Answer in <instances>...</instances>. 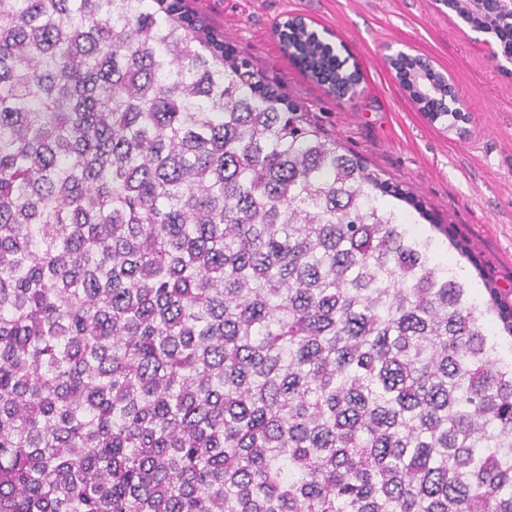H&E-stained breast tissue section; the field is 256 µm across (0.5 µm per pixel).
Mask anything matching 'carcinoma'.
Wrapping results in <instances>:
<instances>
[{"mask_svg":"<svg viewBox=\"0 0 512 512\" xmlns=\"http://www.w3.org/2000/svg\"><path fill=\"white\" fill-rule=\"evenodd\" d=\"M447 5L512 56L496 0ZM381 195L176 6L0 0V512H512V301Z\"/></svg>","mask_w":512,"mask_h":512,"instance_id":"1","label":"carcinoma"}]
</instances>
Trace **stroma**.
<instances>
[{
  "mask_svg": "<svg viewBox=\"0 0 512 512\" xmlns=\"http://www.w3.org/2000/svg\"><path fill=\"white\" fill-rule=\"evenodd\" d=\"M182 7L220 39L225 59L248 63L369 169L413 195L428 212L416 233L448 225V234H434L435 261L472 279L476 298L486 297L480 268L512 290V63L488 58L485 33L441 0H183ZM291 17L345 44L362 75L354 101H337L288 57L278 29ZM393 50L430 59L451 77L465 113L457 128L418 110L386 60ZM452 238L469 255L450 247Z\"/></svg>",
  "mask_w": 512,
  "mask_h": 512,
  "instance_id": "1",
  "label": "stroma"
}]
</instances>
